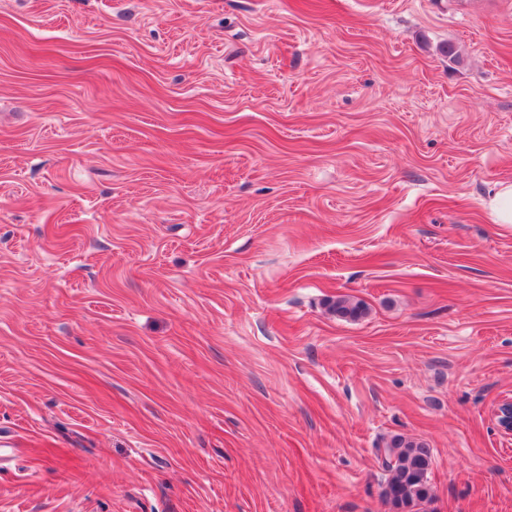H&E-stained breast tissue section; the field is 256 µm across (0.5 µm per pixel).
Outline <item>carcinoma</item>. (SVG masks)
Masks as SVG:
<instances>
[{
	"instance_id": "1",
	"label": "carcinoma",
	"mask_w": 512,
	"mask_h": 512,
	"mask_svg": "<svg viewBox=\"0 0 512 512\" xmlns=\"http://www.w3.org/2000/svg\"><path fill=\"white\" fill-rule=\"evenodd\" d=\"M332 311L341 319L355 321L366 315L367 309L360 301L340 296L332 303ZM430 464V449L422 442L396 437L384 449V496L399 512H412L431 498Z\"/></svg>"
}]
</instances>
